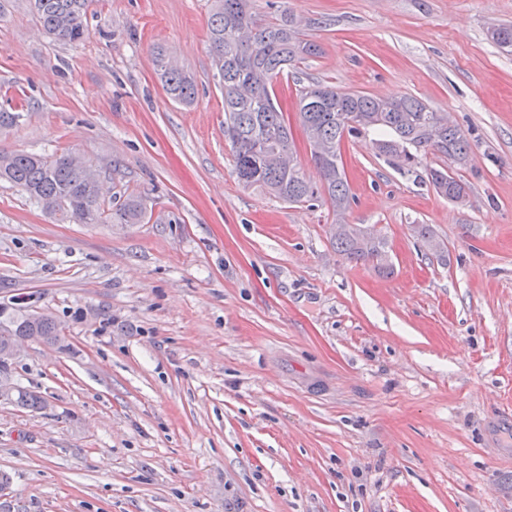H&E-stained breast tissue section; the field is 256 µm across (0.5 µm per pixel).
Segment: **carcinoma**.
Segmentation results:
<instances>
[{"instance_id": "cac0c4a2", "label": "carcinoma", "mask_w": 512, "mask_h": 512, "mask_svg": "<svg viewBox=\"0 0 512 512\" xmlns=\"http://www.w3.org/2000/svg\"><path fill=\"white\" fill-rule=\"evenodd\" d=\"M88 0H32L37 19L53 38L77 42L86 37L83 17ZM490 40L504 51L512 50V24L488 30ZM208 42L224 88V139L233 151L234 173L245 187L301 204L321 198L341 213L350 206L349 186L341 156L342 139L372 128L389 137L377 143L401 174L424 175L436 193L453 196L463 204L469 186L444 165L424 163L427 156L445 158L461 169L470 164L471 145L464 133L423 100L404 95L381 99L338 90L320 81L297 89L299 125L310 147L316 179L306 176L297 157L291 127L280 110L275 83L288 67L317 53V44L304 38L295 13L263 18L254 0H215ZM156 74L166 94L185 106L194 103V79L172 62L162 47L156 48ZM0 184L23 191L43 212L68 224H139L146 214L141 198L133 195L112 203L106 199L98 171L71 149L50 155L0 149ZM336 251L349 261L391 272L387 242L376 237L361 243L353 227L333 236ZM59 323L50 314L19 312L0 322V352L25 338L52 342ZM11 401L32 410L44 401L15 389Z\"/></svg>"}]
</instances>
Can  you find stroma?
Masks as SVG:
<instances>
[{
  "instance_id": "1",
  "label": "stroma",
  "mask_w": 512,
  "mask_h": 512,
  "mask_svg": "<svg viewBox=\"0 0 512 512\" xmlns=\"http://www.w3.org/2000/svg\"><path fill=\"white\" fill-rule=\"evenodd\" d=\"M321 52L276 84L412 95L468 138L458 206L401 175L376 130L345 136L351 207L289 204L233 173L214 0H89L83 41L0 0V148H73L141 224H58L0 185V309L49 312L0 400V512H512V0H255ZM195 80L163 90L156 45ZM373 228L394 267L340 257ZM429 225L448 249L414 232Z\"/></svg>"
}]
</instances>
